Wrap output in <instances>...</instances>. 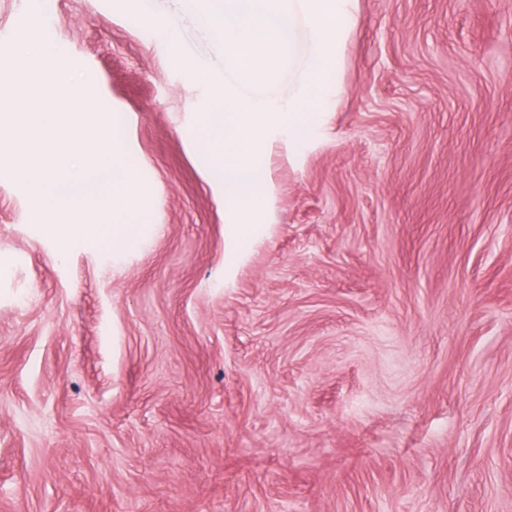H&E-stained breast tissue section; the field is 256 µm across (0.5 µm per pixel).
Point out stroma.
<instances>
[{"instance_id":"35a3bbf8","label":"stroma","mask_w":512,"mask_h":512,"mask_svg":"<svg viewBox=\"0 0 512 512\" xmlns=\"http://www.w3.org/2000/svg\"><path fill=\"white\" fill-rule=\"evenodd\" d=\"M24 21L152 192L137 248L61 254L0 166V512H512V0H357L231 267L223 48L0 0V75Z\"/></svg>"}]
</instances>
